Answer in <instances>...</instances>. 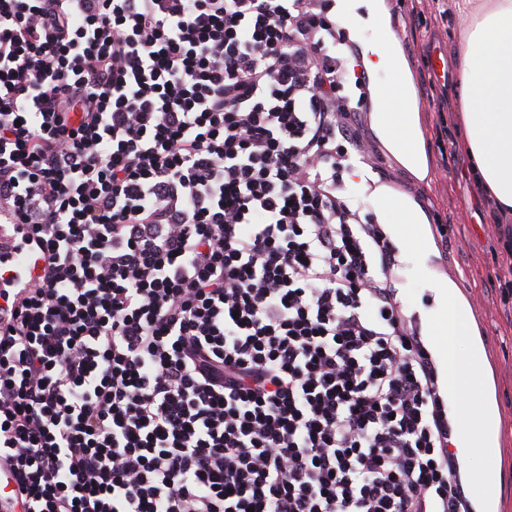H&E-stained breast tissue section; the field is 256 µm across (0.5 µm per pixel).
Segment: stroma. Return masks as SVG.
I'll use <instances>...</instances> for the list:
<instances>
[{
  "mask_svg": "<svg viewBox=\"0 0 512 512\" xmlns=\"http://www.w3.org/2000/svg\"><path fill=\"white\" fill-rule=\"evenodd\" d=\"M386 3L404 29L399 54L413 97L420 103L426 172L416 174L391 152L375 122L376 113L385 111L386 105L374 96L354 116L366 161L358 163L356 153L348 154V170L336 182V196L358 205L361 221L385 230L390 223L379 211V200L390 194L417 215L421 226L433 228L423 262L415 261L406 241L397 242V262L390 273L404 317L424 343L432 342L442 315L433 281L476 301L484 330L458 337L456 344L462 350L478 348L483 362L492 363L494 403L484 431L488 450L459 457L460 474L466 487L478 471L500 480L491 507L476 505L469 512H512V251L504 248L506 224L496 221L492 205L470 182L458 119L461 103L454 87L431 79V49L442 50L447 67L457 68L467 21L458 14L439 18L432 6L417 0H336L349 19L344 28L347 38L372 46L378 33L369 16Z\"/></svg>",
  "mask_w": 512,
  "mask_h": 512,
  "instance_id": "1",
  "label": "stroma"
}]
</instances>
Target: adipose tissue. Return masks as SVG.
<instances>
[{
	"mask_svg": "<svg viewBox=\"0 0 512 512\" xmlns=\"http://www.w3.org/2000/svg\"><path fill=\"white\" fill-rule=\"evenodd\" d=\"M457 7L470 19L457 70L463 149L477 191L512 216V0H457ZM377 57L391 75L390 109L379 113V127L407 166L425 172L418 116L402 109L403 70L393 53Z\"/></svg>",
	"mask_w": 512,
	"mask_h": 512,
	"instance_id": "1",
	"label": "adipose tissue"
}]
</instances>
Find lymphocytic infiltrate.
I'll list each match as a JSON object with an SVG mask.
<instances>
[{
  "instance_id": "lymphocytic-infiltrate-1",
  "label": "lymphocytic infiltrate",
  "mask_w": 512,
  "mask_h": 512,
  "mask_svg": "<svg viewBox=\"0 0 512 512\" xmlns=\"http://www.w3.org/2000/svg\"><path fill=\"white\" fill-rule=\"evenodd\" d=\"M312 0H0V484L21 512H466L439 375L337 202Z\"/></svg>"
}]
</instances>
